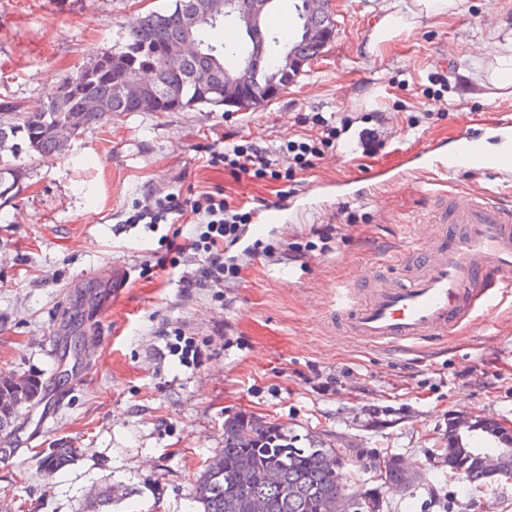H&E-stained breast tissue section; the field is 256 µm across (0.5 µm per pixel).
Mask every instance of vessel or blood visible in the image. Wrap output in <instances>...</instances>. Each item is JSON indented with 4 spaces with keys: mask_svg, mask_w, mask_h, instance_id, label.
Listing matches in <instances>:
<instances>
[{
    "mask_svg": "<svg viewBox=\"0 0 512 512\" xmlns=\"http://www.w3.org/2000/svg\"><path fill=\"white\" fill-rule=\"evenodd\" d=\"M481 168L512 173V149L482 157L472 132L456 134L447 155L436 157L432 177ZM448 216L463 234L431 246L424 239L403 249L397 262L409 270L407 283L377 289L349 323L350 331L373 340H417L457 327L477 302L512 296V206L493 196L456 192Z\"/></svg>",
    "mask_w": 512,
    "mask_h": 512,
    "instance_id": "b4317fda",
    "label": "vessel or blood"
}]
</instances>
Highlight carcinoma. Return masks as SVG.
Segmentation results:
<instances>
[{
	"label": "carcinoma",
	"instance_id": "cac0c4a2",
	"mask_svg": "<svg viewBox=\"0 0 512 512\" xmlns=\"http://www.w3.org/2000/svg\"><path fill=\"white\" fill-rule=\"evenodd\" d=\"M199 0H174L163 11H149L135 19L124 34L118 53L105 49L87 60V68L62 78L58 90L42 108L24 112L13 120L17 107L0 103V151L9 138L24 133L31 155L51 157L66 151L69 140L100 126L114 112H132L134 108L121 92L129 75L152 74L162 112H182L198 105L224 106V98L207 94L192 84L209 71L248 80L262 93L263 87L287 79L282 63L284 51L292 49L306 64L323 52L297 35L291 39L263 24V37L269 69L258 76L230 69L249 47L247 33L235 19L220 11L208 16L195 30L200 55L190 59L168 57L169 49L181 34V14ZM92 97L99 109L77 112L80 99ZM44 399L40 380L34 376L0 373V440L17 428L19 409ZM298 436L250 412H240L224 422V448L211 457L199 476L195 491L198 512H342L343 495L340 458L336 449L310 439L297 446ZM458 435H452L444 449L445 462L453 472L463 471L465 481L488 480L484 455L494 447L462 451L456 448ZM77 458V449L58 448L44 461V469L53 475ZM117 495L112 485L92 489L87 496L86 512H112Z\"/></svg>",
	"mask_w": 512,
	"mask_h": 512
}]
</instances>
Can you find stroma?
Segmentation results:
<instances>
[{"label":"stroma","instance_id":"obj_1","mask_svg":"<svg viewBox=\"0 0 512 512\" xmlns=\"http://www.w3.org/2000/svg\"><path fill=\"white\" fill-rule=\"evenodd\" d=\"M169 2L0 0V103L40 107L134 16ZM412 4L330 0L333 42L258 109L115 112L53 158L11 138L0 152V170L18 173L0 203V372L40 376L45 398L20 411L0 507L85 512L90 489L109 483L122 494L112 512H192L225 420L246 411L335 447L349 510L512 512V478L470 484L442 463L453 422L512 428V297L414 342L365 340L345 316L408 275L375 265L361 277L366 254L389 256L411 229L445 232L433 158L467 126L499 147L496 120L512 117V87L487 79L512 55V0H459L441 16ZM393 11L407 29L372 43ZM318 112L352 125L296 170L284 146ZM367 128L379 133L370 154ZM232 143L277 150L280 179L209 165ZM448 188L512 202V177L486 171L451 173ZM217 190L254 215L282 207L286 221L225 249L237 272L223 287L186 288L205 218H129L149 199ZM116 263L132 278L115 299ZM60 441L79 457L47 474L43 456ZM390 460L409 485L386 480Z\"/></svg>","mask_w":512,"mask_h":512}]
</instances>
